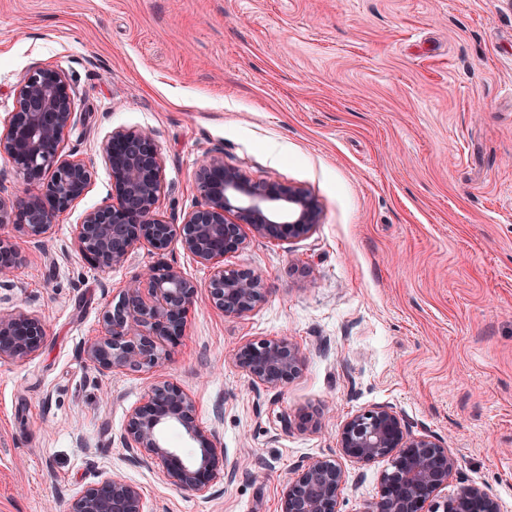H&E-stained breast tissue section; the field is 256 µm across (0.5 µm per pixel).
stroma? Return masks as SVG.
Listing matches in <instances>:
<instances>
[{
	"label": "stroma",
	"mask_w": 512,
	"mask_h": 512,
	"mask_svg": "<svg viewBox=\"0 0 512 512\" xmlns=\"http://www.w3.org/2000/svg\"><path fill=\"white\" fill-rule=\"evenodd\" d=\"M37 65L73 84L62 152L94 176L43 248L19 241L0 288L1 310L46 330L0 363V512H67L103 473L139 486L145 512H280L294 467L335 455L343 420L376 405L453 449L449 493L478 484L512 512V0H0V122ZM117 127L154 132L166 219L195 206L211 151L318 201L306 235L227 258L265 283L252 311L211 308L180 246L106 269L76 249L112 194L101 143ZM161 265L200 287L183 336L156 368L99 371L85 349L106 305ZM273 338L301 370L259 394L233 355ZM158 381L240 461L232 481L192 494L131 456L128 414ZM388 466L344 460L340 512H366Z\"/></svg>",
	"instance_id": "1"
}]
</instances>
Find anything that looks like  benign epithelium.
<instances>
[{"label":"benign epithelium","instance_id":"benign-epithelium-1","mask_svg":"<svg viewBox=\"0 0 512 512\" xmlns=\"http://www.w3.org/2000/svg\"><path fill=\"white\" fill-rule=\"evenodd\" d=\"M74 100L63 71L36 66L16 89L13 112L0 132V156L25 184L20 196H0V224L12 225L37 247L55 217L91 182L92 171L83 160L60 155L64 135L75 124ZM102 157L112 181L111 201L87 210L75 225L80 253L97 267L112 268L137 248L161 253L177 244L209 268L210 302L226 316L241 317L265 298L258 275L224 266L225 257L245 247L247 234L290 240L320 223V206L304 188L254 182L224 165L220 154L206 156L196 172L197 206L181 221H167L159 212L164 163L151 132L112 130L102 144ZM18 260L16 244L0 236L1 288L9 285ZM197 292V284L174 267L149 268L104 311V333L85 349L87 359L102 372L157 366L166 357L164 345L183 335ZM44 339V326L35 315L0 310V362L27 359ZM234 360L255 387L267 391L284 387L301 367L298 347L286 338L247 342ZM194 412V401L180 387L156 384L129 413L123 441L136 461L156 467L181 490L203 494L233 479L238 466L196 425ZM166 423L179 424L194 443L191 459L161 444L159 428ZM338 453L362 463L390 462L371 512H501L498 500L480 485H466L454 496L442 494L458 471L457 456L427 431L412 434L390 406L376 405L346 418ZM345 486L337 459L301 461L282 489L280 512H339ZM68 512H144L143 495L137 486L107 473L75 495Z\"/></svg>","mask_w":512,"mask_h":512}]
</instances>
